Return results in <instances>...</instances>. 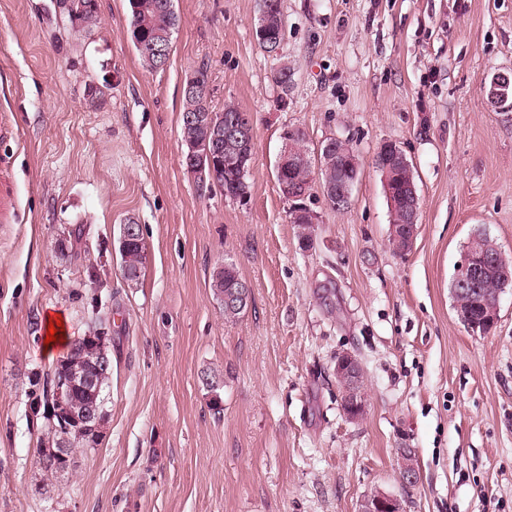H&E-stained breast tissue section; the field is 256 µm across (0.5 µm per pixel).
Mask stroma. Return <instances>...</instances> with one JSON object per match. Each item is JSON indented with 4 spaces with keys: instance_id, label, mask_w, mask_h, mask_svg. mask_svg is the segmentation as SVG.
Instances as JSON below:
<instances>
[{
    "instance_id": "obj_1",
    "label": "stroma",
    "mask_w": 512,
    "mask_h": 512,
    "mask_svg": "<svg viewBox=\"0 0 512 512\" xmlns=\"http://www.w3.org/2000/svg\"><path fill=\"white\" fill-rule=\"evenodd\" d=\"M97 4L85 33L52 0H0V181L18 204L0 223V512H359L376 492L406 512H512V290L485 335L450 290L476 231L512 257V112L482 93L512 70V0H283L274 53L258 0H174L156 72L128 0ZM284 61L286 94L271 80ZM202 66L212 107L253 124L241 202L200 194L183 162V88ZM287 127L309 154L334 135L361 160L346 209L313 188L307 246L275 177ZM387 141L421 199L401 255L373 163ZM130 221L147 245L135 285L118 251ZM227 261L251 288L234 320L211 288ZM48 312L73 337L104 332L112 354L99 439L53 478L34 458ZM342 352L364 372L356 421L332 374Z\"/></svg>"
}]
</instances>
